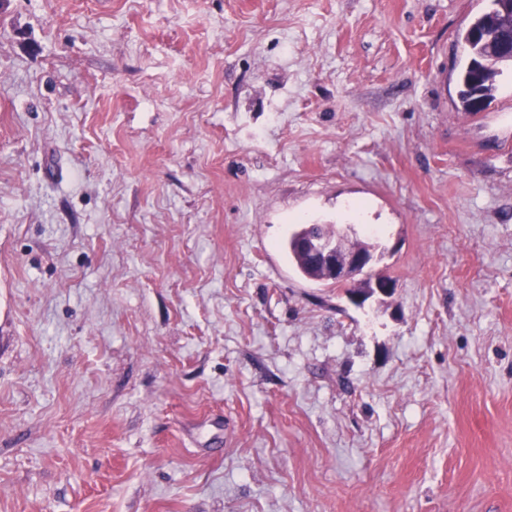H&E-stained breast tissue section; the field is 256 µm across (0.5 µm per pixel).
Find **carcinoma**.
<instances>
[{
  "label": "carcinoma",
  "instance_id": "carcinoma-1",
  "mask_svg": "<svg viewBox=\"0 0 512 512\" xmlns=\"http://www.w3.org/2000/svg\"><path fill=\"white\" fill-rule=\"evenodd\" d=\"M466 64L459 74V100L466 112L476 111V98L489 102L495 80L503 68L512 66V54L505 44L512 42V0H493L492 9L471 21L460 34ZM288 255L297 270L311 279L317 278L310 260L302 256L289 238Z\"/></svg>",
  "mask_w": 512,
  "mask_h": 512
}]
</instances>
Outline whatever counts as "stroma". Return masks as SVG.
<instances>
[{
  "mask_svg": "<svg viewBox=\"0 0 512 512\" xmlns=\"http://www.w3.org/2000/svg\"><path fill=\"white\" fill-rule=\"evenodd\" d=\"M492 0L0 6V512H512ZM375 228L391 296L303 277ZM492 9L471 21L460 34L466 64L459 74V100L465 112L476 111V98L487 104L495 89V80L503 67H512L511 53L505 44L512 42V0H493ZM475 30L485 37L476 38Z\"/></svg>",
  "mask_w": 512,
  "mask_h": 512,
  "instance_id": "1",
  "label": "stroma"
}]
</instances>
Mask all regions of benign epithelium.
I'll return each instance as SVG.
<instances>
[{
	"label": "benign epithelium",
	"mask_w": 512,
	"mask_h": 512,
	"mask_svg": "<svg viewBox=\"0 0 512 512\" xmlns=\"http://www.w3.org/2000/svg\"><path fill=\"white\" fill-rule=\"evenodd\" d=\"M301 249L309 253L314 262L322 267L327 274V280L339 286L352 282L356 276L363 274L375 261L371 250H345L337 249L335 242L322 238L305 236L299 240ZM395 290V283L387 278H376L369 283L368 289L363 292H354L349 295L352 302L359 305L374 295L389 296Z\"/></svg>",
	"instance_id": "benign-epithelium-1"
}]
</instances>
